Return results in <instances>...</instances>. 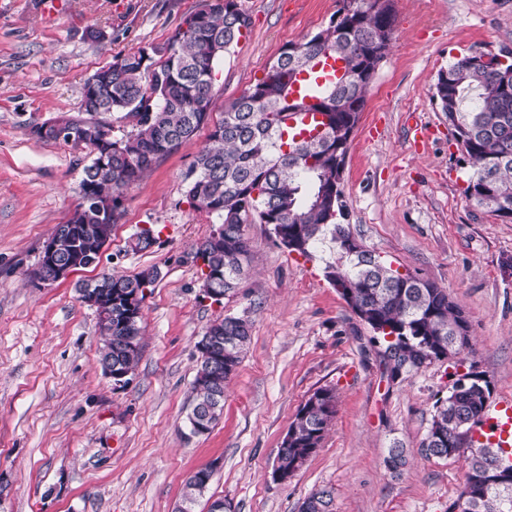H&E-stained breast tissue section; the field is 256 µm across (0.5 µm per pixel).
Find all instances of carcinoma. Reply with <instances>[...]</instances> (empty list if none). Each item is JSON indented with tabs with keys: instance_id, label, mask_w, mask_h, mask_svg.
<instances>
[{
	"instance_id": "obj_1",
	"label": "carcinoma",
	"mask_w": 512,
	"mask_h": 512,
	"mask_svg": "<svg viewBox=\"0 0 512 512\" xmlns=\"http://www.w3.org/2000/svg\"><path fill=\"white\" fill-rule=\"evenodd\" d=\"M249 19L238 0H201L161 47L141 48L118 57L85 83L80 115L59 123L74 131L73 138H59L43 127H32L40 139L60 141L90 156L83 167L80 202L65 224L49 236L61 262L84 266L100 258L112 238L116 221L108 212H121L124 191L162 157L189 145L197 130L210 121L215 106V69L230 46L243 36ZM393 21L385 14L363 16L355 27L338 30L330 25L296 43L293 53L284 45L264 76L238 99L224 107L223 117L211 130L184 175L191 206L219 220L220 234L210 233L193 253L203 260L202 288L227 295L238 288L250 263L244 224L256 221L269 226V236L288 252L310 256V250L330 234L336 261L327 263L325 276L336 290L349 292L347 303L362 311L381 333H397L393 343H383L385 369L417 371L420 362L436 347L448 346L454 326L463 312L445 289L417 276L401 275L375 253L344 248L353 236L343 223L348 211L344 199L343 171L359 113L365 105L370 82L346 85L327 80L316 87L312 99L332 104L324 132L297 139L288 135V113L315 105L291 98L302 72L313 73V54L324 50L344 57L352 46H379V54L367 59L375 70L385 57ZM511 77L504 78V75ZM508 80V90L502 89ZM433 101L448 118V126L473 168L466 198L476 206L504 218L512 213V63L497 68H476L463 55L438 73ZM112 112L132 123L119 138L97 115ZM487 181L495 196L490 200L472 191ZM160 232L149 227L130 241L135 252L154 247ZM153 266L134 276L104 272L95 281L77 288L80 299L108 289L112 306L97 310L100 364L134 371L140 345L128 347L125 336H141L142 309L149 288L160 278ZM138 295L133 302L128 297ZM207 333L222 337L220 350L201 355L192 383L195 393L188 423L200 421L211 432L224 413L226 383L237 370L251 338V322L245 316L215 320ZM490 396L489 382H471L434 404V414L421 442L427 457L462 461L465 469L460 494L468 495L473 512H512V482H496L494 465L505 458L504 449L477 447L470 439ZM338 395L331 387L316 389L297 410L289 431L295 441L284 460L304 455L322 443L333 424ZM408 464V455L395 444L386 465L393 471ZM210 468L197 471L196 480L185 481L182 505H191L209 484ZM299 512H332L331 492L321 490L306 497Z\"/></svg>"
}]
</instances>
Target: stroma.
<instances>
[{"instance_id": "1", "label": "stroma", "mask_w": 512, "mask_h": 512, "mask_svg": "<svg viewBox=\"0 0 512 512\" xmlns=\"http://www.w3.org/2000/svg\"><path fill=\"white\" fill-rule=\"evenodd\" d=\"M340 0H239L250 19L215 71L213 119L261 79L289 42L324 28ZM200 0H0V512H175L187 476H213L195 512L221 499L230 512H298L331 491L334 512H448L459 462L420 444L437 399L476 370L491 399L512 396V220L474 207L471 174L432 100L439 70L478 50L512 52V0H393L394 31L370 83L343 173L357 240L400 271L439 287L464 310L469 349L389 380L381 345L324 276L328 248L306 258L248 224L251 263L234 293L201 295L197 245L214 219L188 203L183 174L209 128L161 159L125 192L101 268L162 274L145 300L138 363L124 385L99 363L98 314L78 283L97 271L36 285L28 274L46 238L80 201L85 151L36 138L33 126L77 115L83 87L117 57L167 42ZM102 40L87 37L88 28ZM161 231L133 252L141 228ZM100 268V269H101ZM247 316L251 341L210 434L186 416L207 327ZM335 388V421L320 449L284 484L272 478L300 405ZM409 463L385 464L393 444Z\"/></svg>"}]
</instances>
